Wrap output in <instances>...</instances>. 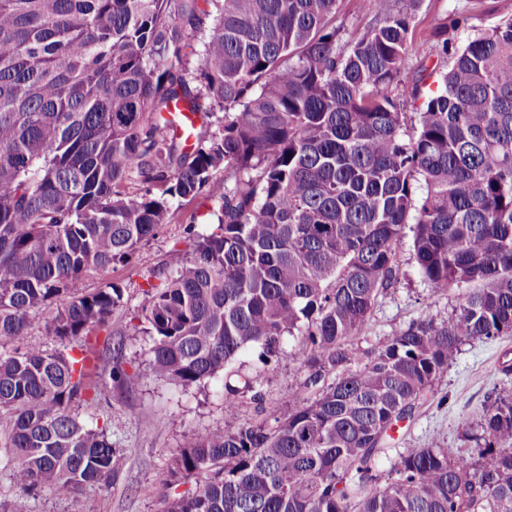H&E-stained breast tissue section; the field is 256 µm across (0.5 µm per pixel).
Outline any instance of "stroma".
I'll use <instances>...</instances> for the list:
<instances>
[{
  "instance_id": "stroma-1",
  "label": "stroma",
  "mask_w": 512,
  "mask_h": 512,
  "mask_svg": "<svg viewBox=\"0 0 512 512\" xmlns=\"http://www.w3.org/2000/svg\"><path fill=\"white\" fill-rule=\"evenodd\" d=\"M511 17L512 0H419L409 66L439 65L430 41L434 29H447L458 48L479 31ZM191 248L182 225L169 224L112 274L113 281L124 290L125 304L113 316L112 330L125 336L126 375L123 380L107 382L103 400L82 409L80 416L89 423H109L113 445L124 458L123 470L110 485L86 488L67 501L40 493L31 500L30 512H161L167 467L183 443L192 436L233 429L255 418L250 403L243 404L236 417H225L223 375L186 388L146 375L150 341L127 333L149 270L161 264L176 267ZM400 259L397 283L379 298L357 338L362 349H370L379 338L418 317L446 319L459 302L457 293L432 290L409 247H402ZM241 360L247 373L260 375L266 408L287 410L288 397L298 387L297 366L285 357L264 365L253 351L242 355ZM497 390L512 391V336L462 346L410 429L395 433L396 447L424 448L434 442L444 448L462 447L461 422L477 421L487 397Z\"/></svg>"
}]
</instances>
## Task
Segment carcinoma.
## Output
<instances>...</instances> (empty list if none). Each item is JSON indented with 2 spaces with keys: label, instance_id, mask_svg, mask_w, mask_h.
<instances>
[{
  "label": "carcinoma",
  "instance_id": "cac0c4a2",
  "mask_svg": "<svg viewBox=\"0 0 512 512\" xmlns=\"http://www.w3.org/2000/svg\"><path fill=\"white\" fill-rule=\"evenodd\" d=\"M416 3L384 0L349 40L340 0H0V344L21 342L0 350L8 512L120 472L109 427L75 411L102 395L96 343L124 307L119 284L88 282L178 223L192 251L149 272L130 318L146 371L224 373L234 417L263 405L235 367L259 348L288 354L310 396L184 443L163 512H512V393L461 426L469 450L388 446L462 345L512 335V19L425 92L407 76ZM431 37L447 57L448 30ZM176 101L201 116L191 148L163 117ZM197 198L207 234L173 206ZM407 237L459 303L362 359ZM47 308L54 349L30 334Z\"/></svg>",
  "mask_w": 512,
  "mask_h": 512
}]
</instances>
